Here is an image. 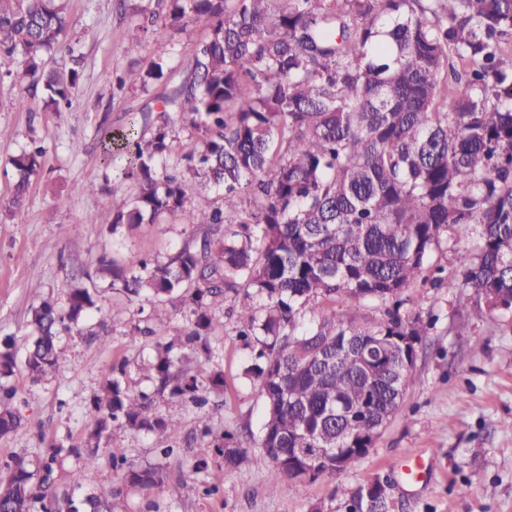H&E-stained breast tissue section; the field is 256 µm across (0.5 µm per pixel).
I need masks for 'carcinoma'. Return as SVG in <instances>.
<instances>
[{"mask_svg": "<svg viewBox=\"0 0 512 512\" xmlns=\"http://www.w3.org/2000/svg\"><path fill=\"white\" fill-rule=\"evenodd\" d=\"M68 0H0V53L21 59V78L41 86L46 106L72 107L80 73L48 70L42 53L64 49ZM165 14L146 22L173 30L190 19L210 28L192 49L191 72L161 103L150 135L133 119L109 132L104 149L123 160L118 181L137 185L133 199L103 213L100 223L140 224L186 216L217 240L185 246L165 262L102 256L111 286L147 301L183 298L186 323L155 347L149 370L172 402L204 405L224 387L220 355L208 337L212 306L228 292L243 299L239 335L253 337L258 363L245 375L264 399L260 453L269 491L336 476L364 456L373 435L412 383L404 358L427 324L386 309L373 325L355 322L361 302L386 304L430 267L441 233L460 224L481 227L473 257H463L462 284L480 317L496 312L494 290L512 312V0H165ZM158 58L141 76L142 90L167 80ZM196 134L182 164L167 167L177 122ZM44 148L13 159L20 172L12 205L24 204ZM202 188L222 205L197 209ZM314 305L330 315L304 324ZM97 308L96 290L74 282L66 305L45 300L31 319L25 365L40 381L57 370L64 331L81 330ZM386 344L384 357L362 362L358 351ZM16 366L13 345H0V378ZM125 366L104 374L89 407L90 450L53 445L37 468L19 458L0 473V512H112L114 491L59 498L58 471L74 457L69 478L81 486L96 449L118 425L135 432L175 434V417L151 409L147 395L124 383ZM15 392L0 384V436L16 431ZM316 448L324 453L309 464ZM215 449L230 466L246 451ZM193 472L223 480L204 459ZM160 467L131 466L129 483L149 490ZM346 512H391L388 485L359 486Z\"/></svg>", "mask_w": 512, "mask_h": 512, "instance_id": "carcinoma-1", "label": "carcinoma"}]
</instances>
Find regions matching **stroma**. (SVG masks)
<instances>
[{
    "label": "stroma",
    "mask_w": 512,
    "mask_h": 512,
    "mask_svg": "<svg viewBox=\"0 0 512 512\" xmlns=\"http://www.w3.org/2000/svg\"><path fill=\"white\" fill-rule=\"evenodd\" d=\"M157 0H69L65 42L81 58V78L71 110H44L40 94L19 80L17 61L0 57V340L12 338L16 353L29 340L34 308L49 299L64 304L71 281L91 276L99 292L101 316L90 318L81 333L60 341L59 367L32 382L24 365L7 380L16 394L21 425L0 437V464L16 458L34 460L51 445L85 447L89 429L85 411L105 371L123 363L130 389L151 393L153 409L170 410L168 393L158 392L142 368L154 338L139 336L134 326L153 305L113 290L109 274L99 272L101 254L125 263L136 256L167 259L183 246H200L206 229L179 216L129 226L100 223L113 205L131 200L133 181H110L101 157L107 130L125 126L147 109H159L163 85L141 89L148 64L165 58L171 81L180 82L193 68L192 47L207 39V27L191 23L173 33L163 28L144 34L139 53L128 54L139 9H155ZM122 75L121 93L112 90ZM27 99L28 110L17 102ZM45 149L39 173L32 176L22 207L10 200L18 175L11 164L29 139ZM479 227L459 225L442 232L432 262L445 276L457 278L462 255L473 251ZM400 312L429 321L413 367V384L402 405L369 452L347 471L316 481L293 483L287 494H269L266 472L249 459L258 450L264 403L257 383L244 375L253 362L250 347L237 334L234 294L214 306L219 323L210 336L221 352L224 390L207 405L187 403L176 415L177 451L161 457L169 441L159 434L112 429V450L82 492L111 485L114 512H340L358 486L388 479L395 512H512V313L483 318L473 312L471 289L434 288L415 282L400 296ZM465 312H458V305ZM207 417L210 435L198 429ZM232 437L248 457L225 466L214 451L222 437ZM147 466H162L166 476L148 491L129 486L111 454ZM211 468H223L224 481L207 491L192 471L197 456ZM422 458L428 467L422 482L408 480L400 461Z\"/></svg>",
    "instance_id": "35a3bbf8"
}]
</instances>
